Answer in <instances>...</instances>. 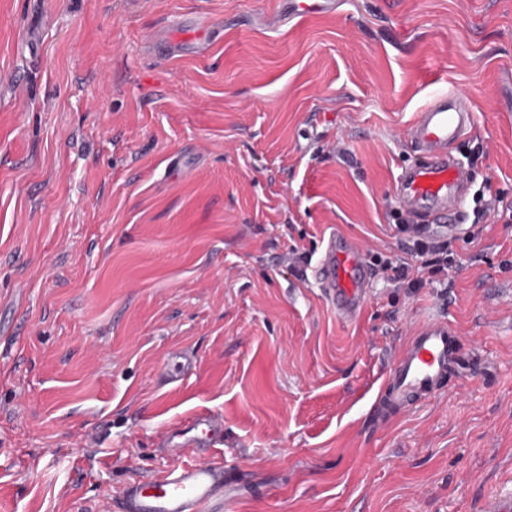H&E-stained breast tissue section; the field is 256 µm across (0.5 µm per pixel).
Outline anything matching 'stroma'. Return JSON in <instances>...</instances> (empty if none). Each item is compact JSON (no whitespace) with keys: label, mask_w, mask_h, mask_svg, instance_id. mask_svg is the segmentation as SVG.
Listing matches in <instances>:
<instances>
[{"label":"stroma","mask_w":512,"mask_h":512,"mask_svg":"<svg viewBox=\"0 0 512 512\" xmlns=\"http://www.w3.org/2000/svg\"><path fill=\"white\" fill-rule=\"evenodd\" d=\"M0 0V512L105 491L224 420L212 512H494L512 499V223L456 229L448 284L371 282L340 323L303 274L335 227L398 253L407 128L470 96L452 152L512 202V0ZM479 374L375 423L410 331ZM198 368L161 387L169 351Z\"/></svg>","instance_id":"obj_1"}]
</instances>
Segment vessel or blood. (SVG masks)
<instances>
[{
	"label": "vessel or blood",
	"instance_id": "b4317fda",
	"mask_svg": "<svg viewBox=\"0 0 512 512\" xmlns=\"http://www.w3.org/2000/svg\"><path fill=\"white\" fill-rule=\"evenodd\" d=\"M476 114L470 98L451 91L432 98L410 126L407 136L417 160L395 186V195L412 219L457 224L473 182L470 169L453 155L452 146L471 134ZM321 294L338 319L351 323L369 299L373 269L360 244L330 233L310 268ZM461 333L445 318H434L413 331L383 375L372 409L384 423L425 400L439 397L446 381L461 363ZM194 366L191 354L168 361L164 382L180 381ZM163 447L197 452V460L158 477L141 478L125 485L114 503L115 512H204L224 499V467L208 458L207 451L224 445L222 419L201 411L182 421L162 438Z\"/></svg>",
	"mask_w": 512,
	"mask_h": 512
}]
</instances>
